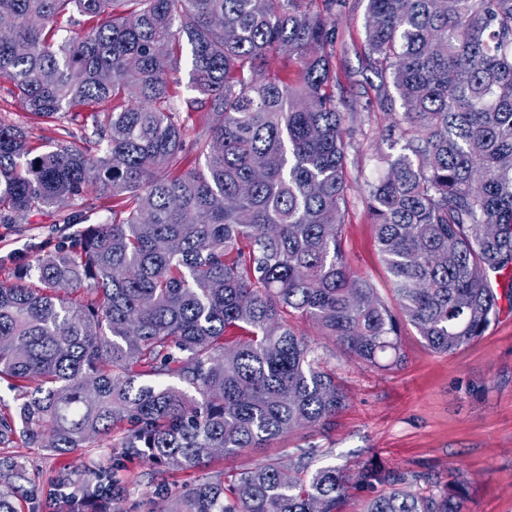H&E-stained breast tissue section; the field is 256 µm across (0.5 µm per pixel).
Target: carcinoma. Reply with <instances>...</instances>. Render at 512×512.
<instances>
[{"label":"carcinoma","instance_id":"cac0c4a2","mask_svg":"<svg viewBox=\"0 0 512 512\" xmlns=\"http://www.w3.org/2000/svg\"><path fill=\"white\" fill-rule=\"evenodd\" d=\"M345 7L0 0L12 25L0 78L20 109L69 136L91 130L82 149L46 137L39 152L0 116V224L47 206L81 224L90 193L112 199L76 246L0 280V380L19 386L1 448L64 456L110 440L151 468L158 512H343L351 489L367 495L363 512H467L463 475L312 471L306 453L166 486L169 470L329 433L346 395L295 322L396 367L403 324L452 355L500 313L490 274L512 272V0H368L364 54L390 77L370 103L393 116L399 146L367 194L393 307L344 251L349 113L332 59ZM185 48L191 99L171 77ZM29 483L1 455L0 512H18ZM52 484L62 512H123L102 467L76 492L64 469Z\"/></svg>","mask_w":512,"mask_h":512}]
</instances>
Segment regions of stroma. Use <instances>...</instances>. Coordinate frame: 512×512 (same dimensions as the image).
<instances>
[{"instance_id": "stroma-1", "label": "stroma", "mask_w": 512, "mask_h": 512, "mask_svg": "<svg viewBox=\"0 0 512 512\" xmlns=\"http://www.w3.org/2000/svg\"><path fill=\"white\" fill-rule=\"evenodd\" d=\"M367 0H347L337 16L340 44L333 66L336 94L357 114L347 125L348 206L344 226L347 260L367 276L385 300L393 294L380 260L374 227L367 212L366 185L381 176L379 155L389 153L385 141L391 118L369 106L366 91L376 75L364 56ZM63 207H44L0 224V279L32 255L53 250L60 239L57 220ZM320 351L334 368L347 394L346 407L329 434L300 431L271 448L268 455L284 456L315 448L314 467L381 463L402 472L431 474L445 484L457 475L469 481L471 512H512V317L498 318L478 340L454 355L429 350L414 328L403 325L401 367L381 370L355 361L330 339ZM33 479L23 512H51V479L59 468L79 487L92 465L109 468L125 490V512H155L151 471L124 460L119 449L79 448L57 459L41 448L17 443ZM254 451L223 455L204 465L167 476L172 490L206 480L212 472L232 474L246 468Z\"/></svg>"}]
</instances>
